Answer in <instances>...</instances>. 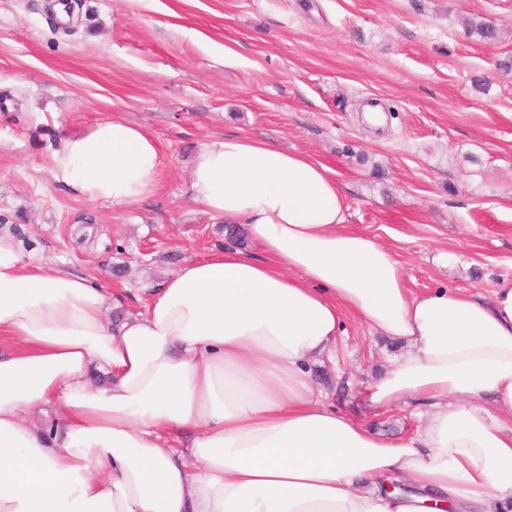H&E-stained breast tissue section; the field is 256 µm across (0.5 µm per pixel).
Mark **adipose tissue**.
I'll return each instance as SVG.
<instances>
[{
  "label": "adipose tissue",
  "instance_id": "1",
  "mask_svg": "<svg viewBox=\"0 0 512 512\" xmlns=\"http://www.w3.org/2000/svg\"><path fill=\"white\" fill-rule=\"evenodd\" d=\"M162 166L121 118L53 157L58 183L124 205ZM189 191L265 259L229 245L187 263L117 326L107 289L0 232V512H512V285L411 292L392 253L345 229L335 172L266 141L204 143ZM347 312L407 343L366 403L413 406L414 436L387 440L313 386Z\"/></svg>",
  "mask_w": 512,
  "mask_h": 512
}]
</instances>
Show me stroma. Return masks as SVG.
I'll use <instances>...</instances> for the list:
<instances>
[{
    "mask_svg": "<svg viewBox=\"0 0 512 512\" xmlns=\"http://www.w3.org/2000/svg\"><path fill=\"white\" fill-rule=\"evenodd\" d=\"M0 0V231L49 271L146 311L185 263L223 249L189 194L200 146L228 134L336 171L348 229L401 263L412 292L512 283V0ZM476 19L503 29L494 44ZM120 117L159 141L157 191L91 202L52 176L65 134ZM401 343L354 315L312 377L338 411L399 439L408 405L371 413L370 381Z\"/></svg>",
    "mask_w": 512,
    "mask_h": 512,
    "instance_id": "obj_1",
    "label": "stroma"
}]
</instances>
